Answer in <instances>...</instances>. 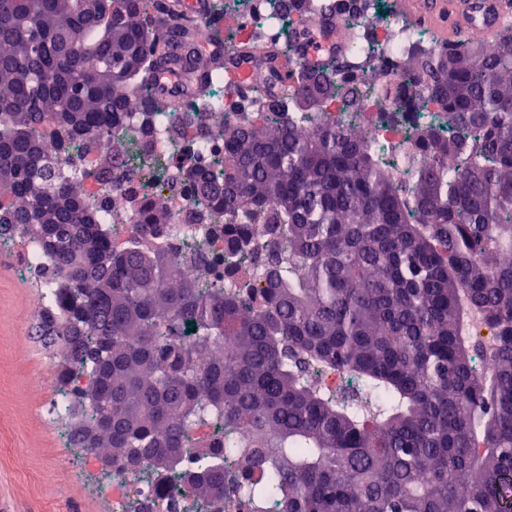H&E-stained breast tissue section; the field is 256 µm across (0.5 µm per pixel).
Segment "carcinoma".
<instances>
[{
    "mask_svg": "<svg viewBox=\"0 0 512 512\" xmlns=\"http://www.w3.org/2000/svg\"><path fill=\"white\" fill-rule=\"evenodd\" d=\"M158 0H0V239L51 253L59 307L38 329L61 347L66 377L85 383L72 438L110 466L145 468L160 489L222 512L224 461L253 490L250 512H505L512 472V30L493 46L434 53L412 44L396 70L413 96L396 112H444L417 127L433 163L398 184L385 156L351 128L321 119L359 112L360 93L332 65L309 67L296 41L273 45L294 63L295 90L257 94L265 108L233 120L219 103L215 59L170 16L168 70L207 78L169 127L224 142V154L180 167L205 208L188 224L224 232V268L186 245L200 276L137 243L115 250L83 180L122 171L145 235L170 215L156 194L166 159L151 140L168 123L157 81ZM289 29L319 0H266ZM376 0L331 9L348 42ZM137 113V124H125ZM290 112L284 125L269 116ZM99 150L68 179L44 163L43 127ZM309 124L308 138L292 127ZM453 156L454 170L440 164ZM492 336V367L471 336ZM192 337V348L181 340ZM233 348L215 353L224 339ZM320 368L358 381L365 401L324 391ZM206 424L200 466L189 428ZM275 448L270 456L266 449Z\"/></svg>",
    "mask_w": 512,
    "mask_h": 512,
    "instance_id": "1",
    "label": "carcinoma"
}]
</instances>
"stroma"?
Returning a JSON list of instances; mask_svg holds the SVG:
<instances>
[{"mask_svg":"<svg viewBox=\"0 0 512 512\" xmlns=\"http://www.w3.org/2000/svg\"><path fill=\"white\" fill-rule=\"evenodd\" d=\"M36 290L0 278V512H112L95 469L77 470L80 449L62 445L34 410L28 383L48 361H61L44 340L24 342Z\"/></svg>","mask_w":512,"mask_h":512,"instance_id":"stroma-1","label":"stroma"}]
</instances>
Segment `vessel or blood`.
Returning a JSON list of instances; mask_svg holds the SVG:
<instances>
[{
  "mask_svg": "<svg viewBox=\"0 0 512 512\" xmlns=\"http://www.w3.org/2000/svg\"><path fill=\"white\" fill-rule=\"evenodd\" d=\"M402 6L413 20L432 25L440 42L451 47L498 39L512 25V0H402ZM316 23L325 34V49L315 53L304 44L299 51L300 59L311 66L344 51L335 17L322 14ZM224 71L232 77L234 89L243 94L260 84L267 92L282 97L292 85L287 60L269 54L261 58L246 54L225 56Z\"/></svg>",
  "mask_w": 512,
  "mask_h": 512,
  "instance_id": "vessel-or-blood-1",
  "label": "vessel or blood"
}]
</instances>
